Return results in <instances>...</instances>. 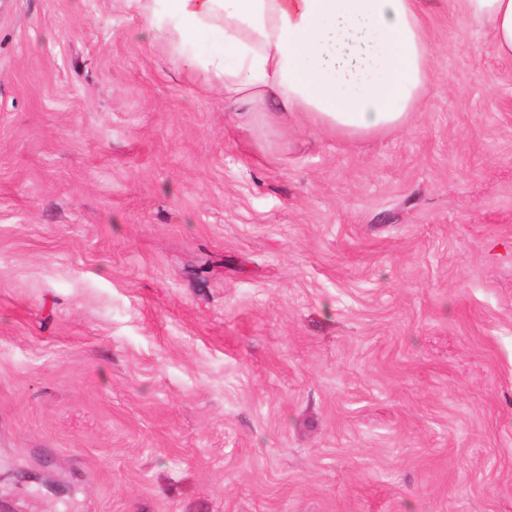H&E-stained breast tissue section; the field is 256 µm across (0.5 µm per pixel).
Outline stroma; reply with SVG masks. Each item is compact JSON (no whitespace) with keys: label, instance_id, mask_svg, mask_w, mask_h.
<instances>
[{"label":"stroma","instance_id":"obj_1","mask_svg":"<svg viewBox=\"0 0 512 512\" xmlns=\"http://www.w3.org/2000/svg\"><path fill=\"white\" fill-rule=\"evenodd\" d=\"M424 8L426 104L349 139L6 0L0 512H512V61Z\"/></svg>","mask_w":512,"mask_h":512}]
</instances>
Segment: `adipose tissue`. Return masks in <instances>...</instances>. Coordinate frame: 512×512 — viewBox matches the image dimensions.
<instances>
[{"label": "adipose tissue", "mask_w": 512, "mask_h": 512, "mask_svg": "<svg viewBox=\"0 0 512 512\" xmlns=\"http://www.w3.org/2000/svg\"><path fill=\"white\" fill-rule=\"evenodd\" d=\"M182 65L210 71L224 102L272 103L348 138L404 128L432 89L421 0H133ZM512 60V0H454Z\"/></svg>", "instance_id": "ef3b65f1"}]
</instances>
